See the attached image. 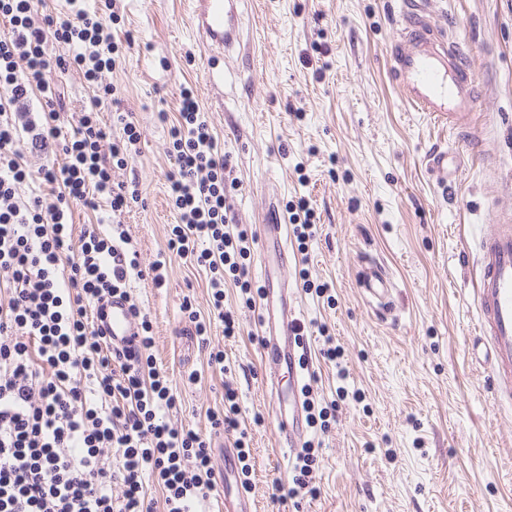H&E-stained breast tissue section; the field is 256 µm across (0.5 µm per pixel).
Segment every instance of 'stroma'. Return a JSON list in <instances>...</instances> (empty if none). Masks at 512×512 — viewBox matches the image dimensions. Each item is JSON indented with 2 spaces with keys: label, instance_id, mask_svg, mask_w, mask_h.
Returning a JSON list of instances; mask_svg holds the SVG:
<instances>
[{
  "label": "stroma",
  "instance_id": "stroma-1",
  "mask_svg": "<svg viewBox=\"0 0 512 512\" xmlns=\"http://www.w3.org/2000/svg\"><path fill=\"white\" fill-rule=\"evenodd\" d=\"M121 36L132 46L105 79L143 130L138 155L117 180L138 177L142 205L124 217L142 266L165 250L177 216L168 199V131L178 117L182 87H192L230 157L239 184V223L258 231L267 208L284 212L306 196L322 234L307 258L293 256L275 273L297 287L302 323L325 324L341 345L349 383L360 401L342 404L316 449L318 495L278 500L295 454L281 448L265 386L256 309L240 308L239 289L224 287L239 308V336L225 339V371L186 336L183 299L207 310L204 274L171 259L167 284L145 279L131 291L148 312L156 366L172 381V421L225 437L208 414L224 408V383L239 392L240 425L248 432L251 487L257 512H512V408L496 405L468 354L476 310L474 248L491 224L512 214V0H435L437 28L458 43L482 93L478 144L469 134L414 111L393 77L390 48L401 28L402 0H242L244 42L224 62V83L207 78L208 51L187 26V0H117ZM331 49L318 71L314 42ZM63 93L60 116L87 98L73 70L51 73ZM166 119H159V112ZM449 146L460 159L452 188L429 173L427 154ZM384 266L395 291L390 315L363 302L358 279L366 262ZM327 284L331 301L302 290L301 274ZM303 384L332 397L336 371L320 355L317 331L306 337ZM201 373L191 384L188 371Z\"/></svg>",
  "mask_w": 512,
  "mask_h": 512
}]
</instances>
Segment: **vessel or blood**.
Instances as JSON below:
<instances>
[{
  "mask_svg": "<svg viewBox=\"0 0 512 512\" xmlns=\"http://www.w3.org/2000/svg\"><path fill=\"white\" fill-rule=\"evenodd\" d=\"M189 27L210 51V79L223 78L217 65L241 44L246 25L241 0H190ZM394 76L406 102L418 112H426L455 128L469 130L481 110L477 79L456 48L447 46L425 15L423 0H407L403 24L391 45ZM453 156L434 149L427 163L437 180L449 184L448 169ZM264 252L272 253L278 265L288 263V242L284 225L268 215L260 237ZM477 321L473 340L483 351L487 382L495 401L512 402V226L495 225L482 235L477 246ZM359 288L375 314L390 312L393 288L384 267L364 268ZM260 318L264 329L261 350L270 368L271 386L276 390L272 420L286 448L302 446L305 431L302 402L296 386L304 371L297 355L303 340L296 316V293L287 280H279L275 291L266 292ZM95 322L104 331L113 350L135 357L139 345L136 320L127 300L113 295L95 310Z\"/></svg>",
  "mask_w": 512,
  "mask_h": 512,
  "instance_id": "1",
  "label": "vessel or blood"
}]
</instances>
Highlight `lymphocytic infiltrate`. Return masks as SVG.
<instances>
[{
	"label": "lymphocytic infiltrate",
	"mask_w": 512,
	"mask_h": 512,
	"mask_svg": "<svg viewBox=\"0 0 512 512\" xmlns=\"http://www.w3.org/2000/svg\"><path fill=\"white\" fill-rule=\"evenodd\" d=\"M69 2V11L38 15L32 0H0V512H206L219 493L211 444L166 419L177 398L155 367L147 313L133 309L140 351L132 361L94 326L95 306L142 274L123 224L139 193L112 178L142 131L134 113L100 117L116 102L105 75L131 45L118 35V14ZM72 67L92 95L66 135L58 124L65 104L47 77ZM169 136L178 222L167 250L209 274V317L181 305L188 335L204 347L212 321L225 337L240 331L224 306V277L250 294L253 239L228 215L229 157L192 88L181 91ZM57 154L59 166L50 161ZM34 175L49 194L20 200ZM102 197L109 231L74 232L73 208L97 210ZM321 354L336 365V397L306 408L310 427L324 432L328 411L349 396V373L333 336ZM150 482L161 499L148 497Z\"/></svg>",
	"instance_id": "1"
}]
</instances>
